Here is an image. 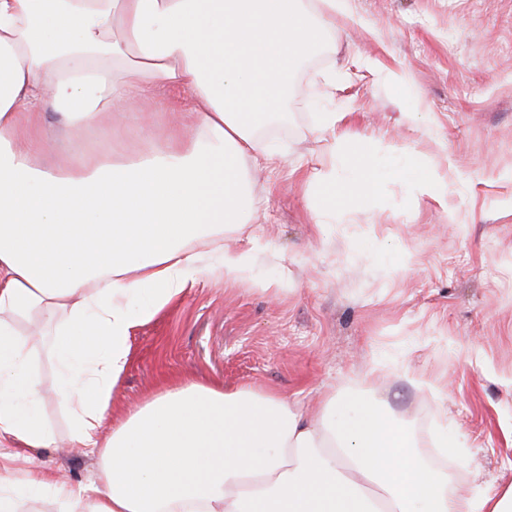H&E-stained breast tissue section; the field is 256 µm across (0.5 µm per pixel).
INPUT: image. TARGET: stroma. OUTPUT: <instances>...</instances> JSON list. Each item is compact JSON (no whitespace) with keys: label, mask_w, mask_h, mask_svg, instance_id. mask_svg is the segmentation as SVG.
Segmentation results:
<instances>
[{"label":"stroma","mask_w":512,"mask_h":512,"mask_svg":"<svg viewBox=\"0 0 512 512\" xmlns=\"http://www.w3.org/2000/svg\"><path fill=\"white\" fill-rule=\"evenodd\" d=\"M328 15L320 56L294 77L271 165L253 174L257 221L225 232L260 243L252 276L202 279L138 326L116 386L115 425L161 385H250L316 406L359 385L418 446L448 435L459 493L512 485V0H350ZM342 70L336 134L375 159L405 156L448 178V198L384 180L330 223L314 212L330 158L317 127L322 77ZM413 94L403 99L397 84ZM56 447L13 444L70 483L98 457L71 447L54 397ZM471 455L462 468L459 455Z\"/></svg>","instance_id":"35a3bbf8"}]
</instances>
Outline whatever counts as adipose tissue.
Returning a JSON list of instances; mask_svg holds the SVG:
<instances>
[{
	"label": "adipose tissue",
	"instance_id": "1",
	"mask_svg": "<svg viewBox=\"0 0 512 512\" xmlns=\"http://www.w3.org/2000/svg\"><path fill=\"white\" fill-rule=\"evenodd\" d=\"M325 28L306 0H0V439L55 442L31 367L43 349L72 447L101 461L95 487L43 468L0 481V512L47 491L67 512H512V487L449 493L358 390L303 410L189 381L102 431L133 329L191 280L253 273L256 248L225 250L224 232L253 216L249 171ZM44 102L107 150L52 151ZM155 111L180 120L157 131ZM338 119H318L333 160L318 217L387 178L447 198L408 158L374 168L334 137Z\"/></svg>",
	"mask_w": 512,
	"mask_h": 512
}]
</instances>
